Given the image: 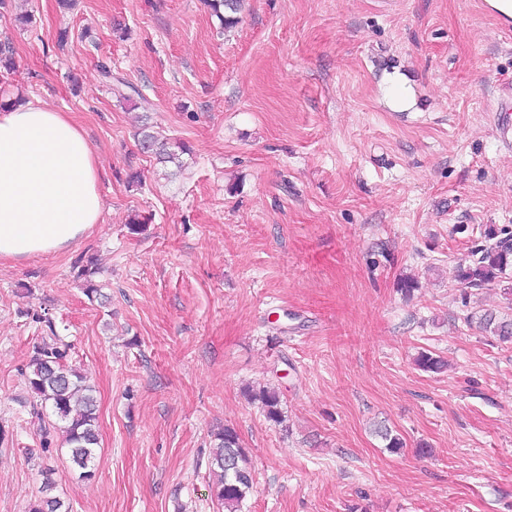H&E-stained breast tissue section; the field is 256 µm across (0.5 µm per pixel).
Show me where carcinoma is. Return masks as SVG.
<instances>
[{"label": "carcinoma", "mask_w": 512, "mask_h": 512, "mask_svg": "<svg viewBox=\"0 0 512 512\" xmlns=\"http://www.w3.org/2000/svg\"><path fill=\"white\" fill-rule=\"evenodd\" d=\"M241 0H209V6L222 26L231 28L239 23L237 12ZM140 145L153 154L159 162H175L178 154L166 142L158 141L150 126L141 128ZM483 241L456 268V279L467 288H489L504 281L512 274V232L493 225L485 227ZM51 332L50 341L36 347L35 355L25 373L26 383L36 398L33 413L40 426L41 445H51V430L44 421L43 409L48 407L56 418L67 425L68 451L71 463L81 469L80 475L88 478L99 444L97 433L96 400L87 377L67 362L69 345L56 334L50 319H44ZM483 330L493 333L503 341L512 339V319L500 318L493 312L481 315ZM415 366L425 372L440 373L446 362L439 356L422 351L414 359ZM250 400L260 404L268 421L282 422L280 394L274 388L262 387L249 393ZM210 474L212 494L225 512H240V506L253 488L254 478L245 449L237 431L224 427L212 434ZM53 486L42 487L41 496L34 500L29 512H69L64 501L51 495Z\"/></svg>", "instance_id": "carcinoma-1"}]
</instances>
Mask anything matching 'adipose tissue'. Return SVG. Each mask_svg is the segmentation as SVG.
Segmentation results:
<instances>
[{"label": "adipose tissue", "instance_id": "1", "mask_svg": "<svg viewBox=\"0 0 512 512\" xmlns=\"http://www.w3.org/2000/svg\"><path fill=\"white\" fill-rule=\"evenodd\" d=\"M99 170L66 114L26 102L0 109V260L67 249L99 223Z\"/></svg>", "mask_w": 512, "mask_h": 512}]
</instances>
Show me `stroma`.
<instances>
[{
  "label": "stroma",
  "mask_w": 512,
  "mask_h": 512,
  "mask_svg": "<svg viewBox=\"0 0 512 512\" xmlns=\"http://www.w3.org/2000/svg\"><path fill=\"white\" fill-rule=\"evenodd\" d=\"M0 42V91L69 114L104 201L70 248L0 260V512L47 481L71 512H222L209 451L227 425L255 476L241 512H512V340L464 322L512 316V291L455 279L481 229L512 230L511 25L483 0H246L228 32L205 0H9ZM394 72L405 112L382 100ZM145 114L186 144L180 164L140 149ZM48 318L96 389L88 479L30 413ZM423 350L447 371L419 370ZM257 384L282 423L245 396ZM249 397L251 401H257L260 404V408L268 421L275 424L282 422L280 394L276 389L262 387L255 392H249Z\"/></svg>",
  "instance_id": "35a3bbf8"
}]
</instances>
